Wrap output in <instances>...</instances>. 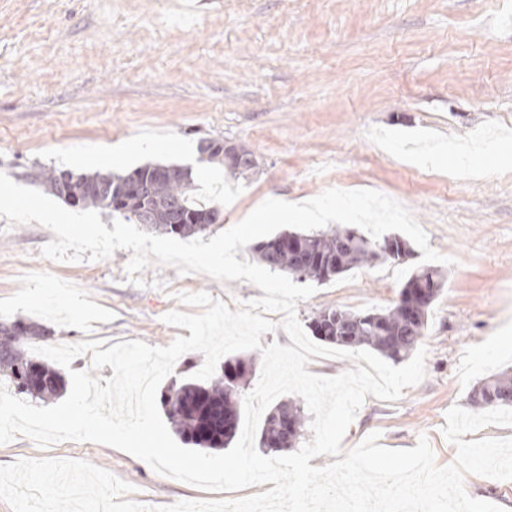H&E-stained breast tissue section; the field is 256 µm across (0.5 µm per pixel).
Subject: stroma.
<instances>
[{"mask_svg": "<svg viewBox=\"0 0 512 512\" xmlns=\"http://www.w3.org/2000/svg\"><path fill=\"white\" fill-rule=\"evenodd\" d=\"M512 0H0V172L41 189L40 168L89 173L147 163L190 168L220 233L269 198L298 203L330 188L373 189L405 206L447 256L446 287L421 341L426 375L399 400L367 396L343 451L371 432L380 445L427 436L438 465L456 449L442 428L455 405L477 413L475 386L512 369ZM206 139L252 151L235 178L199 159ZM47 230L0 217V322L36 321L48 341L163 347L188 329L163 317L181 293L229 309L261 296L241 280L150 265L129 282L131 253L60 262ZM421 250L353 269L298 302L319 311L394 304ZM84 460L133 487L144 505L212 499L119 449L20 435L0 464Z\"/></svg>", "mask_w": 512, "mask_h": 512, "instance_id": "1", "label": "stroma"}]
</instances>
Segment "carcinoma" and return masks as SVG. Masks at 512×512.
Returning a JSON list of instances; mask_svg holds the SVG:
<instances>
[{
  "instance_id": "1",
  "label": "carcinoma",
  "mask_w": 512,
  "mask_h": 512,
  "mask_svg": "<svg viewBox=\"0 0 512 512\" xmlns=\"http://www.w3.org/2000/svg\"><path fill=\"white\" fill-rule=\"evenodd\" d=\"M206 160L224 163V142L207 140L199 145ZM166 171L157 179L158 168ZM37 178L55 195L66 191L65 198L83 207L100 208L128 221L140 212L149 213L152 222L146 228L160 235L192 237L210 229L204 223L218 215L213 203L199 199L188 168L175 164H146L127 175H75L71 172L40 169ZM137 178L149 184L143 196L125 192L128 181ZM200 223L190 222V218ZM259 262L272 271L290 274L301 281L325 284L381 257L400 261L411 254L409 243L398 235L372 241L355 229L329 226L312 233L281 232L251 246ZM429 290L421 303L418 320L412 321L398 304L383 310L352 312L327 308L309 322L312 335L321 341L347 348L369 347L381 356L399 363L409 358L424 336L432 305L445 288V278L433 267H419L408 275L401 290L407 301L417 302L416 289ZM13 334L0 350V383L15 387L43 401L57 398L64 382L55 366L46 364L28 352L29 343L46 334L36 322L9 323ZM37 372L33 377L30 372ZM252 373V359L228 357L221 374L208 380L187 378L179 387L161 393V406L177 434L188 445L222 448L235 436L240 421L244 390ZM480 405L512 407V375L502 372L486 379L472 392ZM305 412L299 401H284L266 415L259 437L262 448H291L303 436Z\"/></svg>"
}]
</instances>
